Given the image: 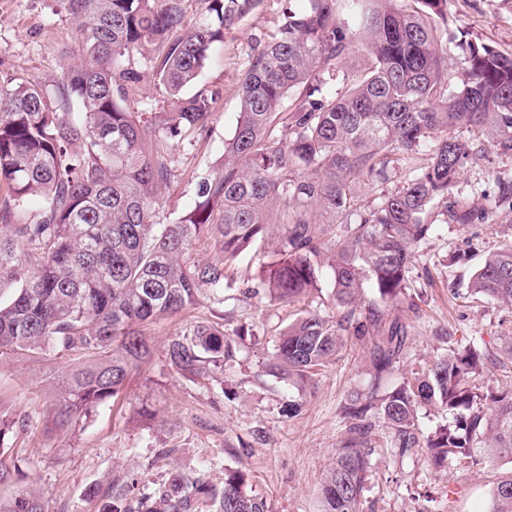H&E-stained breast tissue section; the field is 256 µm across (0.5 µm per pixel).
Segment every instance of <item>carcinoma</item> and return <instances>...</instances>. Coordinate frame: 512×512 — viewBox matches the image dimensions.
<instances>
[{
  "instance_id": "1",
  "label": "carcinoma",
  "mask_w": 512,
  "mask_h": 512,
  "mask_svg": "<svg viewBox=\"0 0 512 512\" xmlns=\"http://www.w3.org/2000/svg\"><path fill=\"white\" fill-rule=\"evenodd\" d=\"M294 1L279 36L249 56L220 168L199 174L191 208L161 224L158 191L172 178L164 144L203 128L214 104L185 90L224 32L263 0H200L192 26L183 0H59L79 22L80 64L55 84L0 80V289H11L0 300V355L73 357L45 414L52 432L75 436L151 359V326L204 300L224 304L226 271L273 234L276 249L239 300L294 303L328 267L338 316L307 311L284 327L269 371L310 383L349 339L366 344L371 386L343 406L346 436L319 510L363 512L378 422L401 457L424 452L436 467L478 469L512 461V382L485 381L489 367L512 362V336L498 354L474 343L450 349L380 395L383 375L409 355V324L359 304L370 287L419 317L409 293L419 247L441 224L484 219L455 189L490 155L512 159V52L468 38L448 0H352L351 22L339 19L338 0ZM156 45L150 63L171 108L144 119L124 106L137 81L127 60ZM355 47L371 57L360 75L342 67ZM401 163L406 179L392 189ZM363 188L375 193L367 205ZM200 245L214 260L191 259ZM468 292L512 307V242L486 257ZM166 359L190 381L219 380L235 360L224 312L181 326ZM422 405L452 420L426 435ZM17 424L0 415V485L19 474L8 463ZM201 507L268 512L247 474L231 468L220 487L178 473L133 501L111 492L102 512ZM0 512H44L42 495L0 493ZM487 512H512V474L493 483Z\"/></svg>"
}]
</instances>
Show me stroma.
Segmentation results:
<instances>
[{
	"mask_svg": "<svg viewBox=\"0 0 512 512\" xmlns=\"http://www.w3.org/2000/svg\"><path fill=\"white\" fill-rule=\"evenodd\" d=\"M285 5V0H262L226 32L207 61L194 88L215 93L218 100L204 130L167 144L174 176L162 194L158 221L169 222L188 209L197 174L221 161L240 110L248 56L277 35ZM448 9L470 38L512 51V0H449ZM76 41L75 22L58 0H0V77L61 79L78 63ZM129 65L142 79L126 99L127 110L146 116L168 111L170 98L153 78L150 62L136 54ZM511 174L507 159L467 172L459 191L487 209L484 223L441 225L421 245V269L411 284L421 299V315L412 322V367L475 340L495 351L512 336V309L467 292L484 258L512 241V210L492 205L497 179ZM224 308L233 314L225 330L236 335L237 351L223 383L189 382L165 361L166 346L182 323L209 317L210 307L203 303L155 324L151 361L133 375L122 397L74 438L48 436L44 422L54 378L68 357L0 356V414L27 420L11 438L12 462L25 474L21 487L41 492L45 512H100L95 490L134 477L149 488L173 472L193 477L203 471L220 485L228 468L248 475L269 512H317L321 479L344 437L341 407L352 389L367 388L370 380L365 347L349 340L305 388L268 372L277 328L307 310L336 317L326 273L319 289L294 305L257 297L229 300ZM371 470L364 512H485L494 477L512 471V464L489 471L452 464L436 470L423 456L401 460L382 447L371 457Z\"/></svg>",
	"mask_w": 512,
	"mask_h": 512,
	"instance_id": "35a3bbf8",
	"label": "stroma"
}]
</instances>
